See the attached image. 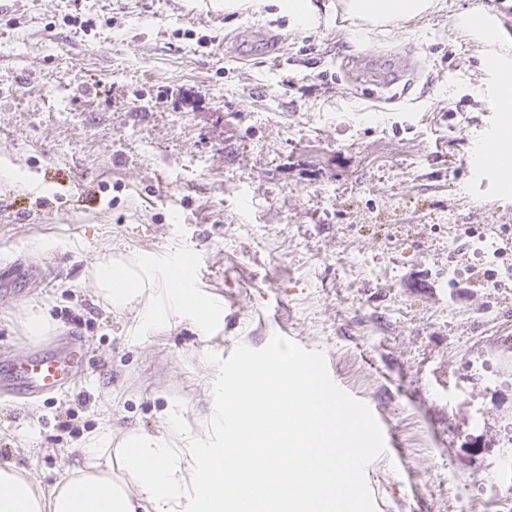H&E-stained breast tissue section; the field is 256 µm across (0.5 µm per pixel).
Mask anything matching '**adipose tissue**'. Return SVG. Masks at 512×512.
<instances>
[{"label": "adipose tissue", "mask_w": 512, "mask_h": 512, "mask_svg": "<svg viewBox=\"0 0 512 512\" xmlns=\"http://www.w3.org/2000/svg\"><path fill=\"white\" fill-rule=\"evenodd\" d=\"M434 0H347V12L374 25L427 14ZM185 261L168 263L163 290L170 302L199 320L208 309L184 286ZM109 304L142 305L144 324L159 312L145 298L136 266L104 260L94 272ZM213 415L222 444L170 448L130 436L112 448L101 434L89 463L43 490L10 466L0 467V512H136L138 501L155 512H335L358 497V477L370 460V432L362 418L327 394L312 364L285 351L218 379ZM115 456L117 467L99 457Z\"/></svg>", "instance_id": "obj_1"}]
</instances>
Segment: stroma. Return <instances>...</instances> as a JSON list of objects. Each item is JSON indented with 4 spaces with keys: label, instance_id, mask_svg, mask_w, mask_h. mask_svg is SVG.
Returning a JSON list of instances; mask_svg holds the SVG:
<instances>
[{
    "label": "stroma",
    "instance_id": "1",
    "mask_svg": "<svg viewBox=\"0 0 512 512\" xmlns=\"http://www.w3.org/2000/svg\"><path fill=\"white\" fill-rule=\"evenodd\" d=\"M306 2L303 27L283 0H0V360L87 349L71 387L0 396V466L47 488L105 431L217 447L213 382L283 341L370 430L354 512H502L512 287L482 286L460 234L512 227V171L472 163L507 118L489 52L512 58V0L386 30ZM487 8L490 43L459 23ZM375 66L408 71L398 102L364 85ZM178 255L224 303L208 324L143 326L92 278Z\"/></svg>",
    "mask_w": 512,
    "mask_h": 512
}]
</instances>
